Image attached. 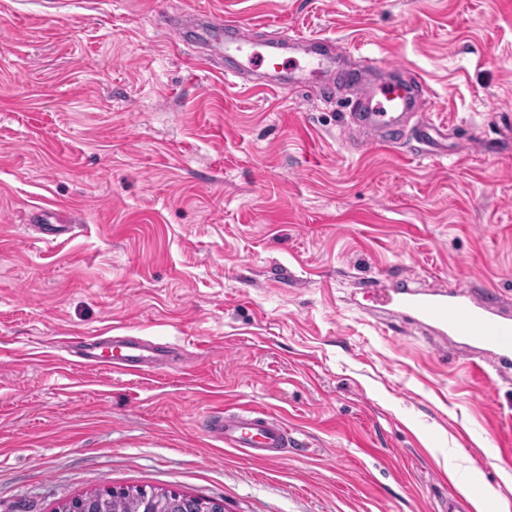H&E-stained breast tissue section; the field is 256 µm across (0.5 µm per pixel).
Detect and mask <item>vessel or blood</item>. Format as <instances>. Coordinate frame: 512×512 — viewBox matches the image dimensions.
<instances>
[{
	"mask_svg": "<svg viewBox=\"0 0 512 512\" xmlns=\"http://www.w3.org/2000/svg\"><path fill=\"white\" fill-rule=\"evenodd\" d=\"M231 20L216 14L181 12L167 31L175 44L194 38L199 47L197 62L203 67L221 69L224 76L251 84L257 89L278 88L291 92L313 89L325 100L338 99L341 89L323 82L324 73L337 63L335 42L319 39V49L305 66L289 76L274 80L262 72L264 62L276 58L284 48L303 44L302 35L289 36L287 42L224 40ZM380 84L376 91L359 95L348 102L346 124L365 136V146L397 149L404 139L414 140L431 156L448 153V129L420 115L421 92L416 82L404 79L399 69H377ZM383 304L394 307L411 325L425 324L438 335L461 339L471 355L497 369L512 368V313L505 311L492 293H477L470 286L456 284L428 293L402 286L381 295ZM169 352L164 347L130 336L112 339L108 358L90 355L85 366L90 370L110 368L129 375H140L165 364ZM205 432L226 447L257 458H283L298 442L285 421L247 408H217L205 421Z\"/></svg>",
	"mask_w": 512,
	"mask_h": 512,
	"instance_id": "vessel-or-blood-1",
	"label": "vessel or blood"
}]
</instances>
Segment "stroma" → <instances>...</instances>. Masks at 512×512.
I'll return each mask as SVG.
<instances>
[{
  "instance_id": "35a3bbf8",
  "label": "stroma",
  "mask_w": 512,
  "mask_h": 512,
  "mask_svg": "<svg viewBox=\"0 0 512 512\" xmlns=\"http://www.w3.org/2000/svg\"><path fill=\"white\" fill-rule=\"evenodd\" d=\"M186 8L401 66L485 146L353 150L344 101L191 70L163 28ZM510 138L512 0H0V512L136 487L225 512H440L463 480L512 499V373L475 381L458 339L362 290L512 304ZM36 207L78 218L52 241ZM125 330L180 359L77 363ZM218 400L299 447L207 437Z\"/></svg>"
}]
</instances>
